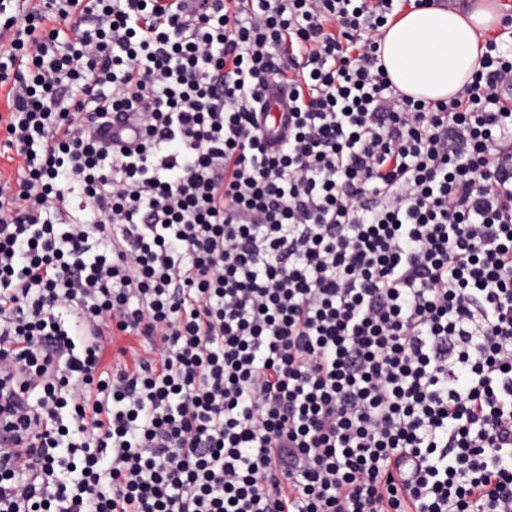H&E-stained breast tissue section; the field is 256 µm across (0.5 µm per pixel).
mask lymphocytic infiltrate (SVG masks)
Segmentation results:
<instances>
[{
  "instance_id": "lymphocytic-infiltrate-1",
  "label": "lymphocytic infiltrate",
  "mask_w": 512,
  "mask_h": 512,
  "mask_svg": "<svg viewBox=\"0 0 512 512\" xmlns=\"http://www.w3.org/2000/svg\"><path fill=\"white\" fill-rule=\"evenodd\" d=\"M404 5L0 0V512H512V43ZM404 11L413 7L406 0ZM401 12L381 41L382 62L393 84L423 100L455 95L478 67L483 33L494 13L478 5L469 15L437 7ZM266 95L268 107L263 118V133L276 147L288 134V88L271 87Z\"/></svg>"
}]
</instances>
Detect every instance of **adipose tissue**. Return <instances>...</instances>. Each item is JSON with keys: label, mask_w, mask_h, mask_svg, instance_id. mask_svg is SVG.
<instances>
[{"label": "adipose tissue", "mask_w": 512, "mask_h": 512, "mask_svg": "<svg viewBox=\"0 0 512 512\" xmlns=\"http://www.w3.org/2000/svg\"><path fill=\"white\" fill-rule=\"evenodd\" d=\"M494 21L483 5L467 15L437 7L408 10L386 28L382 62L393 84L410 96H453L477 69L483 34Z\"/></svg>", "instance_id": "1"}]
</instances>
